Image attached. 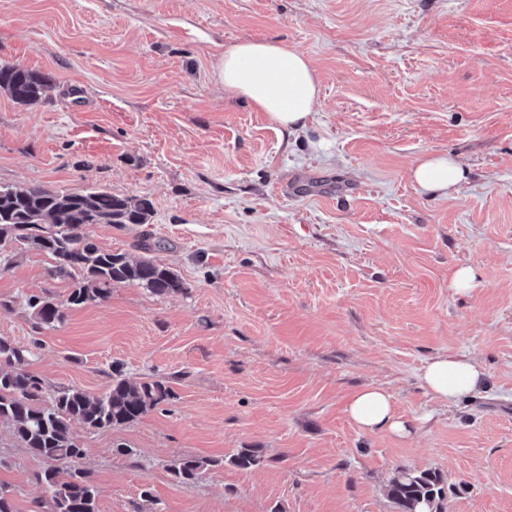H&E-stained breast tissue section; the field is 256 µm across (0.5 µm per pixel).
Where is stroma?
I'll list each match as a JSON object with an SVG mask.
<instances>
[{"label": "stroma", "mask_w": 512, "mask_h": 512, "mask_svg": "<svg viewBox=\"0 0 512 512\" xmlns=\"http://www.w3.org/2000/svg\"><path fill=\"white\" fill-rule=\"evenodd\" d=\"M273 38L319 81L293 134L214 73ZM0 62L58 89L29 108L0 91V185L148 196L150 223L90 232L130 256L156 243L187 287L118 284L39 333L26 297L72 282L40 252L0 255V338L40 341L28 368L50 390L102 392L117 362L175 393L118 430L74 425L99 512H394L400 467L438 470L447 512H512V0H0ZM443 153L466 181L421 193L412 165ZM446 352L489 375L452 406L418 379ZM365 386L426 423L360 431L344 407ZM241 448L263 465L227 464ZM181 456L223 464L178 484ZM45 467L0 430L16 512Z\"/></svg>", "instance_id": "stroma-1"}]
</instances>
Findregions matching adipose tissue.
Here are the masks:
<instances>
[{"label":"adipose tissue","instance_id":"ef3b65f1","mask_svg":"<svg viewBox=\"0 0 512 512\" xmlns=\"http://www.w3.org/2000/svg\"><path fill=\"white\" fill-rule=\"evenodd\" d=\"M225 91L248 99L288 132L304 128L319 101V84L308 58L276 40L242 41L225 49L216 65ZM417 189L448 194L466 178L465 169L451 155H427L411 170ZM486 370L466 355L441 353L430 358L420 382L438 402L452 405L487 382ZM345 412L364 432L412 435L416 426L398 415L391 395L377 387H363L349 398Z\"/></svg>","mask_w":512,"mask_h":512}]
</instances>
